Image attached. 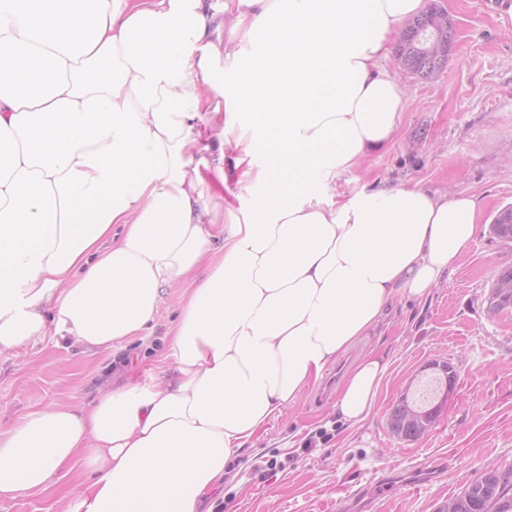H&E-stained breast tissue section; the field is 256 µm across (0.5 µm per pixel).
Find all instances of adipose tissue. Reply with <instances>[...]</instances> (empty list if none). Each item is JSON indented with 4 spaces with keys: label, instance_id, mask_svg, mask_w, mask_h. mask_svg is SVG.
Wrapping results in <instances>:
<instances>
[{
    "label": "adipose tissue",
    "instance_id": "1",
    "mask_svg": "<svg viewBox=\"0 0 512 512\" xmlns=\"http://www.w3.org/2000/svg\"><path fill=\"white\" fill-rule=\"evenodd\" d=\"M423 5L0 0L13 54L0 64V351L52 329L119 354L186 287L168 375L1 432L0 499L87 472L64 512H201L396 295L424 298L452 269L478 230L474 197L402 185L299 201L397 132L401 91L381 62ZM227 55L247 97L204 100ZM229 161L265 188L251 214L218 201ZM387 369L380 352L358 361L336 397L343 421L370 413Z\"/></svg>",
    "mask_w": 512,
    "mask_h": 512
}]
</instances>
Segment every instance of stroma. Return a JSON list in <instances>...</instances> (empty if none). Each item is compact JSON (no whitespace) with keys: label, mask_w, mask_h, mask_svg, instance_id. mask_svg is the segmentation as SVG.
Here are the masks:
<instances>
[{"label":"stroma","mask_w":512,"mask_h":512,"mask_svg":"<svg viewBox=\"0 0 512 512\" xmlns=\"http://www.w3.org/2000/svg\"><path fill=\"white\" fill-rule=\"evenodd\" d=\"M454 22L447 63L430 77L405 69L396 53L382 62L401 89L402 122L383 148L360 159L314 204L339 205L386 186L416 184L443 195L476 197L480 229L425 299L397 296L379 325L349 349L390 360L369 415L341 422L333 402L315 403V384L260 431L229 465L214 512H438L484 473L512 465V314L493 315L486 297L512 267V244L490 232L512 205V10L495 0H424ZM181 288L171 289L151 336L118 358L49 334L0 352V432L55 404L87 405L108 385L158 375L164 336L177 320ZM459 381L423 438L394 435L389 414L416 398L436 364ZM327 441L307 447L319 429Z\"/></svg>","instance_id":"1"}]
</instances>
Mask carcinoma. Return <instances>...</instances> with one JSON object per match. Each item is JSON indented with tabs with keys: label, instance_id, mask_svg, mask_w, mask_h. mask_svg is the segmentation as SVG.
<instances>
[{
	"label": "carcinoma",
	"instance_id": "obj_1",
	"mask_svg": "<svg viewBox=\"0 0 512 512\" xmlns=\"http://www.w3.org/2000/svg\"><path fill=\"white\" fill-rule=\"evenodd\" d=\"M435 29L440 48L435 51L421 49L422 31ZM454 35L453 22L448 17L439 18L436 9L408 21L397 48V56L411 72L427 78L441 69L448 61ZM493 234L504 244L512 243V206L502 210L491 224ZM488 310L496 314L505 307H512V269L502 271L496 278L487 297ZM407 399L400 400L392 412L395 423L391 428L395 435L407 440H417L432 429L441 412L438 406L420 408L424 424L409 419L404 414ZM451 512H512V467L492 471L470 483L460 494L448 499Z\"/></svg>",
	"mask_w": 512,
	"mask_h": 512
}]
</instances>
